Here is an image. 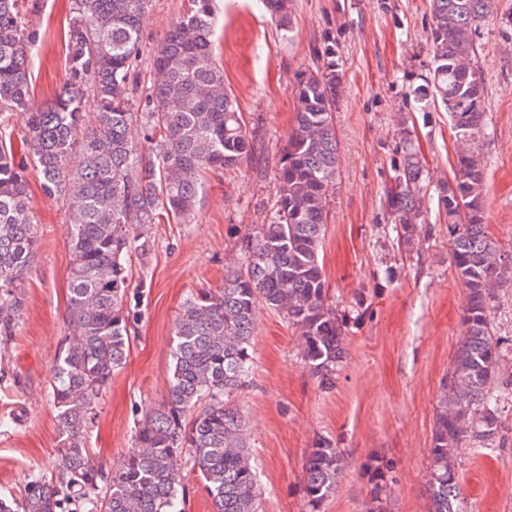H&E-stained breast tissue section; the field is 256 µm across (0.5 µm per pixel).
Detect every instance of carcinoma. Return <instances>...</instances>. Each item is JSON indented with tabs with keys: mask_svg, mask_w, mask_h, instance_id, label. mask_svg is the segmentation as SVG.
Returning a JSON list of instances; mask_svg holds the SVG:
<instances>
[{
	"mask_svg": "<svg viewBox=\"0 0 512 512\" xmlns=\"http://www.w3.org/2000/svg\"><path fill=\"white\" fill-rule=\"evenodd\" d=\"M150 0H73L69 73L55 99L34 103L29 65L38 37L21 0H0V345L15 335L25 306V281L38 243L25 165L16 161L14 113L25 115L23 143L44 194L72 217L67 309L73 328L57 365L51 396L62 440L54 475L27 474L14 494H0V512H57L68 501L80 512H185V452L202 478L214 512H259V487L246 445V423L230 397L253 367L249 352L258 313L283 314L302 343V360L324 389L345 362V325L329 303L319 263L329 187L338 149L333 112L341 88L334 53L302 72L295 118L277 174L269 222L244 233L241 262L224 273V288L189 295L174 324L168 397L135 429L134 447L110 471L96 464L85 435L102 391L127 361L135 320L127 305L135 254L154 247L153 228L193 222L208 168L248 162L254 138L216 61L214 0H185L184 12L156 46L153 79L139 85L143 19ZM291 31V0H261ZM495 0H431L429 76L410 92L425 112L441 106L461 145L452 179L431 185L414 130L399 124L401 160L386 206L390 229L408 246L419 237L425 199L437 194L448 244L465 289L462 339L441 400L429 453L432 512H463L458 449L487 448L512 408V380L497 382L512 336L495 335L491 314L499 284L512 277L484 224L485 164L475 150L489 135L485 85L477 65L478 34ZM96 120L85 137L87 107ZM160 143L152 158L129 138ZM342 452L317 439L306 460L304 490L316 505L335 493ZM392 466L370 472L367 512H384Z\"/></svg>",
	"mask_w": 512,
	"mask_h": 512,
	"instance_id": "1",
	"label": "carcinoma"
}]
</instances>
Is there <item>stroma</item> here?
Masks as SVG:
<instances>
[{
    "mask_svg": "<svg viewBox=\"0 0 512 512\" xmlns=\"http://www.w3.org/2000/svg\"><path fill=\"white\" fill-rule=\"evenodd\" d=\"M214 35L224 82L248 131V163L204 175L194 223L155 225L147 263L133 262L128 301L137 314L126 365L99 399L86 445L98 463L118 465L134 428L165 398L173 327L184 299L224 286L239 242L271 213L276 174L294 121L299 72L336 51L343 92L333 114L340 163L326 204L320 262L327 295L345 326L346 362L333 389L305 368L298 336L274 311L261 310L247 387L232 398L250 432L261 512H366L367 469L388 461L386 512H431L427 465L439 401L462 333L466 294L455 279L448 226L427 201L426 223L412 248L389 233L385 190L400 158L398 124L411 117L430 172L451 179L455 152L448 114L420 111L410 94L429 73L430 0H293V32L284 35L256 0H218ZM184 0H152L143 20L139 77L150 79L154 49L183 11ZM72 0H38L32 16L40 43L30 63L35 103L51 101L69 71ZM479 69L490 134L477 144L487 162L485 224L512 253V0H496L482 27ZM39 240L26 280L24 314L0 351V416L23 408L21 426L0 433V491H18L30 470L53 473L61 433L50 396L70 334L71 251L68 215L31 180ZM340 448L346 466L335 493L310 508L305 463L315 440ZM465 512H512V410L493 447L461 448Z\"/></svg>",
    "mask_w": 512,
    "mask_h": 512,
    "instance_id": "obj_1",
    "label": "stroma"
}]
</instances>
